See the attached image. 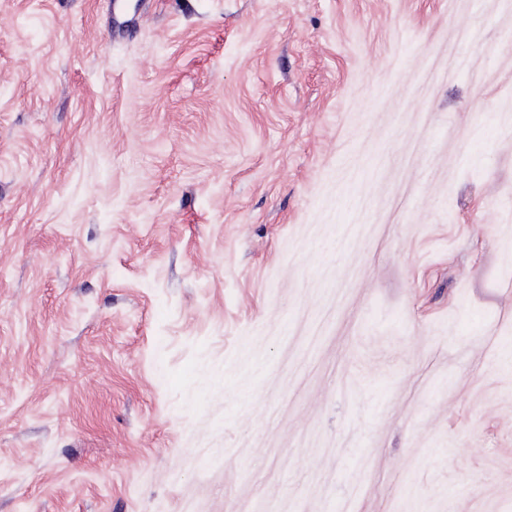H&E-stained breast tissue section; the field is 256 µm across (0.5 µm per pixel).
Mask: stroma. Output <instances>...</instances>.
Masks as SVG:
<instances>
[{
    "label": "stroma",
    "instance_id": "obj_1",
    "mask_svg": "<svg viewBox=\"0 0 512 512\" xmlns=\"http://www.w3.org/2000/svg\"><path fill=\"white\" fill-rule=\"evenodd\" d=\"M0 512H512V0H0Z\"/></svg>",
    "mask_w": 512,
    "mask_h": 512
}]
</instances>
